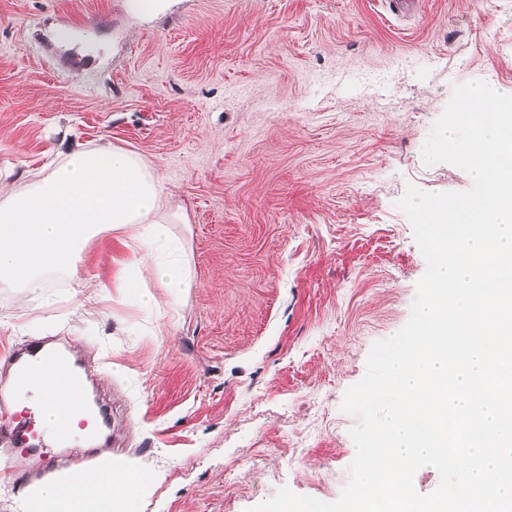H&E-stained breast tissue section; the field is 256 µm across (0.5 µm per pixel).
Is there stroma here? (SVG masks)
<instances>
[{
    "instance_id": "1",
    "label": "stroma",
    "mask_w": 512,
    "mask_h": 512,
    "mask_svg": "<svg viewBox=\"0 0 512 512\" xmlns=\"http://www.w3.org/2000/svg\"><path fill=\"white\" fill-rule=\"evenodd\" d=\"M475 80L512 90V0H420L409 21L384 0H0V184L107 141L153 160L189 216L182 293L112 286L126 249L109 233L84 250L91 287L0 288V351L61 339L90 368L98 461L152 477L138 512L339 497L344 394L426 270L397 203L470 188L422 148ZM65 469L58 449L0 448V512Z\"/></svg>"
}]
</instances>
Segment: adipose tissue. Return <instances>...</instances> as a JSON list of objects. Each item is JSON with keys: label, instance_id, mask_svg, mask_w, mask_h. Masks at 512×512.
Returning a JSON list of instances; mask_svg holds the SVG:
<instances>
[{"label": "adipose tissue", "instance_id": "ef3b65f1", "mask_svg": "<svg viewBox=\"0 0 512 512\" xmlns=\"http://www.w3.org/2000/svg\"><path fill=\"white\" fill-rule=\"evenodd\" d=\"M187 221L183 208L168 204L150 160L87 144L0 189V284L36 294L60 279L81 291L90 285L79 273L83 248L109 232L128 249L119 287L143 297L153 279L176 291L191 287L188 262L171 233L172 225ZM159 246L166 255L157 261L152 253ZM147 482L143 471L108 460L89 475L32 485L26 512H131Z\"/></svg>", "mask_w": 512, "mask_h": 512}]
</instances>
